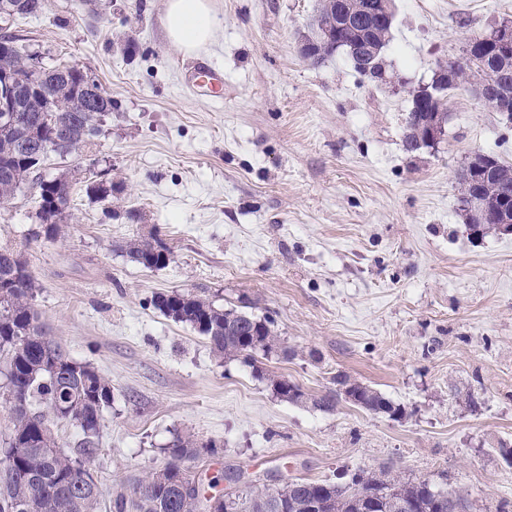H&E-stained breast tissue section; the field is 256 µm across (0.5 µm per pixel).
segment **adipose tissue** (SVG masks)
Returning a JSON list of instances; mask_svg holds the SVG:
<instances>
[{
    "instance_id": "1",
    "label": "adipose tissue",
    "mask_w": 512,
    "mask_h": 512,
    "mask_svg": "<svg viewBox=\"0 0 512 512\" xmlns=\"http://www.w3.org/2000/svg\"><path fill=\"white\" fill-rule=\"evenodd\" d=\"M219 26L212 0H166L163 27L168 42L191 54L213 43Z\"/></svg>"
}]
</instances>
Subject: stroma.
<instances>
[{"mask_svg":"<svg viewBox=\"0 0 512 512\" xmlns=\"http://www.w3.org/2000/svg\"><path fill=\"white\" fill-rule=\"evenodd\" d=\"M164 3L47 0L9 28L112 98L82 158L41 171L72 186L57 236L35 219L36 185L0 203V245L36 276L48 336L112 386L90 458L101 503L132 494L190 435L211 451L187 467L220 493L230 473L345 484L385 468L463 496L469 512H512V235L473 238L458 202L476 154L512 163V123L461 85L441 139L402 144L410 89L512 21V0H394L384 56L400 87L342 54L304 61L320 0H214L204 55L224 69L220 100L189 87ZM96 179L113 183L107 200L86 197ZM151 238L173 252L163 269L118 249ZM167 291L269 317L280 343L251 364L219 359L154 308ZM339 373L400 414L315 408ZM268 374L306 402L278 398Z\"/></svg>","mask_w":512,"mask_h":512,"instance_id":"35a3bbf8","label":"stroma"}]
</instances>
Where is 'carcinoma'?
<instances>
[{
  "label": "carcinoma",
  "mask_w": 512,
  "mask_h": 512,
  "mask_svg": "<svg viewBox=\"0 0 512 512\" xmlns=\"http://www.w3.org/2000/svg\"><path fill=\"white\" fill-rule=\"evenodd\" d=\"M378 0H321L316 29L326 28L339 34L359 56L355 70L365 74L361 63L383 75V52L389 43L390 27L372 23L364 14L362 23L350 27L349 17L361 14L366 3ZM45 0H0V16L35 15ZM14 34L0 35V70L25 75L31 56L18 45ZM481 63L471 66L466 58L452 62L453 80L448 88L463 81L480 79L485 74L512 81V58H502L484 49L477 50ZM84 69L76 64L44 68L41 86L44 93L21 85L13 99L18 109L16 124L0 130V200L14 197L30 183L50 158L47 145L52 130L58 129L66 140L62 157L79 159L101 134L103 119L112 112V97L101 87L91 91L84 85ZM426 114L407 113L403 146L408 152L421 148L426 129ZM504 183L512 192V164L495 159L489 186H475L460 179L461 196L482 191L489 208L497 207L495 185ZM71 204L37 211V219L46 233L58 232L59 222ZM128 255L146 269L166 267L172 251L161 241H139L127 246ZM36 278L18 251L0 246V360L3 361V397L5 403L20 401L23 406L10 414L8 433L0 437V512H99L97 481L88 464L90 447L100 429L103 410L112 402V388L90 365L73 359L53 341L39 321L34 308ZM152 303L163 315L198 330L210 343L218 358L238 357L244 343L253 345L252 354L271 353L278 344L273 321L234 308H221L208 298L192 293L159 292ZM275 394L295 403L304 397L296 386L280 377L266 375ZM337 390L312 400V405L330 411L341 398L340 388L352 395L350 403L373 414H399L400 408L374 388L336 375ZM67 422L80 429L83 450L73 456L58 445L53 427ZM208 449L189 437H176L169 445L170 461L159 472L144 476L128 497L120 492L109 503V512H224V499L191 487L189 470L183 461ZM359 486L361 495L353 492ZM437 488L426 480H413L387 469L359 470L351 482L295 479L285 485H262L242 494V512H303L298 504L316 498L321 512H448V500L436 497Z\"/></svg>",
  "instance_id": "carcinoma-1"
}]
</instances>
